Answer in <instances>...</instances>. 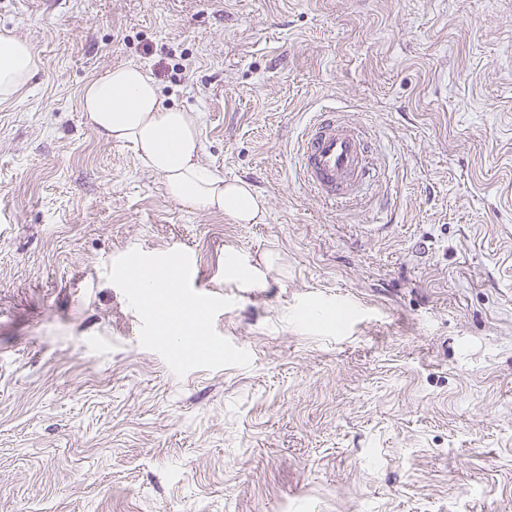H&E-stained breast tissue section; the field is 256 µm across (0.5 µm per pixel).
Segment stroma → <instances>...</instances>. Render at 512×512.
<instances>
[{
	"instance_id": "obj_1",
	"label": "stroma",
	"mask_w": 512,
	"mask_h": 512,
	"mask_svg": "<svg viewBox=\"0 0 512 512\" xmlns=\"http://www.w3.org/2000/svg\"><path fill=\"white\" fill-rule=\"evenodd\" d=\"M2 30L41 65L0 103V512H512V0H0ZM126 64L263 222L100 138L81 90ZM323 106L378 138L351 207L292 166ZM134 254L189 257L213 355L156 341Z\"/></svg>"
}]
</instances>
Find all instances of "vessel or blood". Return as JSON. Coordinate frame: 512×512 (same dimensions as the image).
I'll return each instance as SVG.
<instances>
[{
	"mask_svg": "<svg viewBox=\"0 0 512 512\" xmlns=\"http://www.w3.org/2000/svg\"><path fill=\"white\" fill-rule=\"evenodd\" d=\"M369 134L332 107L316 112L297 148L301 182L326 202L353 201L375 181L366 159Z\"/></svg>",
	"mask_w": 512,
	"mask_h": 512,
	"instance_id": "obj_1",
	"label": "vessel or blood"
}]
</instances>
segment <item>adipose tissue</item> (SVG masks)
Listing matches in <instances>:
<instances>
[{"mask_svg":"<svg viewBox=\"0 0 512 512\" xmlns=\"http://www.w3.org/2000/svg\"><path fill=\"white\" fill-rule=\"evenodd\" d=\"M39 65L30 43L1 32L0 102L20 92ZM80 105L100 135L133 145L142 164L162 178L171 199L227 214L240 224L263 221L265 201L248 183L225 180L202 165L198 113L163 107L149 70L129 65L103 71L83 87ZM132 285L162 327H175L180 336L200 334L201 322L188 316L176 292L174 269L138 267Z\"/></svg>","mask_w":512,"mask_h":512,"instance_id":"ef3b65f1","label":"adipose tissue"}]
</instances>
